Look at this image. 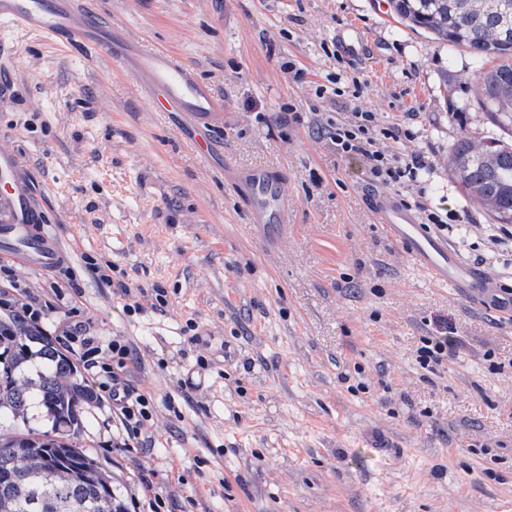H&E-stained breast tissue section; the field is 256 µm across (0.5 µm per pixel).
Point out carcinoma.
Returning a JSON list of instances; mask_svg holds the SVG:
<instances>
[{
    "label": "carcinoma",
    "mask_w": 512,
    "mask_h": 512,
    "mask_svg": "<svg viewBox=\"0 0 512 512\" xmlns=\"http://www.w3.org/2000/svg\"><path fill=\"white\" fill-rule=\"evenodd\" d=\"M405 25L435 39L463 46L472 57L478 103L506 138L475 150L458 140L448 153V169L459 177L466 196L501 224L512 223V0H389ZM40 345L44 367L30 374ZM93 399L73 362L40 334L14 321L0 322V479L12 473L20 484L0 486V512H125L112 479L73 443L82 427L83 406Z\"/></svg>",
    "instance_id": "1"
}]
</instances>
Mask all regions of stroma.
<instances>
[{
    "label": "stroma",
    "mask_w": 512,
    "mask_h": 512,
    "mask_svg": "<svg viewBox=\"0 0 512 512\" xmlns=\"http://www.w3.org/2000/svg\"><path fill=\"white\" fill-rule=\"evenodd\" d=\"M102 22L174 51L224 100L207 156L103 54L0 26V140L39 190L64 269L14 264L52 331L55 291L80 289L91 336L138 350L132 385L155 397L151 448H114L107 400L85 408L78 444L150 512L142 478L168 474L169 512H512V321L434 283L371 214L368 186L319 133L321 112L363 110L414 137L385 147L433 164L423 197L453 212L449 246L500 284L494 219L448 170L459 139L497 129L472 101L468 52L401 25L388 0H89ZM352 26L363 57L338 50ZM337 80L341 97L318 98ZM360 97H353L354 85ZM283 180L290 233L266 248L234 170ZM110 268L113 286L98 268ZM136 289L122 310L118 283ZM164 290L165 310L154 309ZM211 328L235 350L195 344ZM455 343L421 367L424 337Z\"/></svg>",
    "instance_id": "35a3bbf8"
}]
</instances>
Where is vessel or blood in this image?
<instances>
[{"instance_id": "obj_1", "label": "vessel or blood", "mask_w": 512, "mask_h": 512, "mask_svg": "<svg viewBox=\"0 0 512 512\" xmlns=\"http://www.w3.org/2000/svg\"><path fill=\"white\" fill-rule=\"evenodd\" d=\"M0 24L17 26L84 51H103L119 61L147 93L157 112H177L199 133V152L210 149L208 133L224 117V102L212 86L173 53L144 51L116 29H102L82 0H0ZM340 52L357 59L364 53L363 37L352 27L336 32ZM247 202L255 235L266 246L288 236V197L282 182L264 168L237 172L233 177ZM374 218L428 272L436 283L452 288L479 308L512 317V305L498 298V284L477 267L462 261L444 241L424 233L417 217L388 192L370 200ZM42 211L30 188V175L17 150L0 143V256L42 271H53L64 252L41 225Z\"/></svg>"}]
</instances>
